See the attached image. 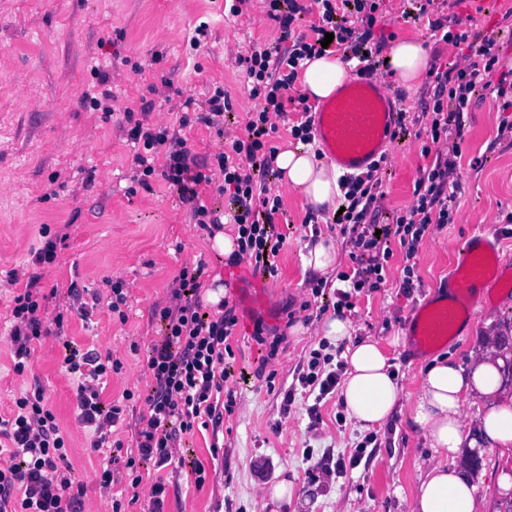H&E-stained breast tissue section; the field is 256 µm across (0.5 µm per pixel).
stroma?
<instances>
[{"label":"stroma","instance_id":"1","mask_svg":"<svg viewBox=\"0 0 512 512\" xmlns=\"http://www.w3.org/2000/svg\"><path fill=\"white\" fill-rule=\"evenodd\" d=\"M409 0H384L374 31L385 45L403 38L438 50L441 63L462 61L461 49L435 47L425 20L409 17ZM434 17L460 21L463 28L494 38L500 56H512V0H440ZM208 34L198 49L189 41L196 26ZM281 31L252 0L247 12L225 13L224 0H0V414L9 413L19 393L42 388L68 441L75 476L85 489L84 512L110 507L96 475L111 466L113 477L127 483L123 461L88 455V429L74 409L76 377L63 363L57 340L34 342L24 375L11 369L12 297L23 284L8 282L11 270L30 267L29 249L39 240L41 225L69 227L66 245L53 264L42 269L44 327L63 314V334L79 345L112 353L124 364L109 379L102 399L125 401V421L117 432L125 448L135 449L132 430L145 414L146 362L160 341L155 309L168 305L180 271L202 264L207 276L223 275L224 297L238 319L231 340L235 411L218 430L184 436L180 448L186 464L178 472L162 469L166 494L161 512H410L419 486V469L434 451L406 417L396 415L385 428L366 429L350 418L339 395L324 399L317 416L300 395L298 377L307 370L310 353L324 341V324L335 317V288L312 296L304 253L309 225L337 237L338 270L352 271L351 248L339 239L332 215L304 204L278 179L271 194L281 199L278 224L287 228L279 256V277L266 283L258 297L247 288L252 268L227 267L209 248L208 231L193 223L187 207L161 179L150 188L133 181L132 151L122 132L126 108L153 104L149 122L168 123L183 111L186 99L202 102L214 86L228 91L232 109L224 115V133L190 122L181 135L198 160L217 152L223 138L242 135L247 112L255 106L240 57L256 48H274ZM99 65L112 74L111 119L89 111L82 99ZM454 176L461 184L453 224L432 230L419 245L416 288L404 292L397 280L402 254L390 261L387 283L354 299L349 316L356 339L384 346L405 391L413 393L421 369L433 354L451 353L467 362L478 336L490 329H512V287L497 290L479 308L462 338L439 343L434 351L400 343L420 303L448 285V271L460 242L474 232L496 237L502 256L512 257V112L500 111L491 95L476 98L465 115ZM415 136L393 142L383 176L382 196L374 221L391 223L414 201V185L428 158ZM122 280L127 293V322L106 305L87 316L66 312L68 290L107 293L108 279ZM282 336L276 356L252 338L255 323ZM303 332H295V325ZM296 389L292 404L284 394ZM361 454L358 467L339 471L337 460ZM208 473L196 486L190 461ZM485 512H507L512 501L496 499L491 488L501 468L498 458L481 455L479 466L462 457Z\"/></svg>","mask_w":512,"mask_h":512}]
</instances>
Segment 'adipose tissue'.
<instances>
[{
    "label": "adipose tissue",
    "instance_id": "adipose-tissue-1",
    "mask_svg": "<svg viewBox=\"0 0 512 512\" xmlns=\"http://www.w3.org/2000/svg\"><path fill=\"white\" fill-rule=\"evenodd\" d=\"M384 67L400 84L414 86L424 75L427 53L416 40L394 43ZM348 76L345 66L333 56L308 61L298 90L318 100L331 97ZM276 164L289 188L312 207L329 212L338 205L339 171L335 164L317 159L303 146L280 152ZM349 317H334L325 323L324 334L346 343L348 363L341 396L350 416L363 427H386L395 413L407 411L437 459L428 463L414 499L412 512H481L474 484L462 474L458 459L464 448L486 443L501 461L512 460V389L502 374L500 338L483 336L469 365L451 357H433L420 372L415 395L405 394L385 351L375 341H353ZM477 414H469L474 404Z\"/></svg>",
    "mask_w": 512,
    "mask_h": 512
}]
</instances>
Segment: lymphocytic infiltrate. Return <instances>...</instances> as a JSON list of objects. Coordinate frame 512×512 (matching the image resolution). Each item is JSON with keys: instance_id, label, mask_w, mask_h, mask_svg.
Masks as SVG:
<instances>
[{"instance_id": "obj_1", "label": "lymphocytic infiltrate", "mask_w": 512, "mask_h": 512, "mask_svg": "<svg viewBox=\"0 0 512 512\" xmlns=\"http://www.w3.org/2000/svg\"><path fill=\"white\" fill-rule=\"evenodd\" d=\"M267 17L278 23L289 45L283 51L255 50L240 58L251 85L255 108L247 115L243 136L225 144L210 164H199L186 139L171 134L168 128L151 127L127 119L122 132L135 152L132 163L136 180L149 187L153 177H161L187 205L192 219L200 226L233 224L237 248L226 260L236 266L249 262L262 276L279 275V255L287 235L275 222L281 210L279 198L269 196L266 182L274 175L278 149L272 140L278 119L288 111L300 117L290 128L291 137L304 145L315 141L312 107L306 98L290 100L288 91L308 60L324 53H339L342 62L352 64L358 75L374 74L381 66L372 49L374 26L381 0H263ZM317 13L310 33L294 29L302 16ZM493 39H482L465 64L435 69V87L424 108L428 117L423 130V155L433 161L422 169L415 182L416 200L410 209L396 216L393 224L375 228L368 216L382 186V160L372 162L366 172L342 176L338 181L344 211L336 216L340 232L353 246L358 265L354 273L339 272L344 287L338 292V306L350 305L352 298L376 291L386 282L388 262L394 249L405 258L401 288L412 289L419 243L433 227L454 221L460 185L452 179L454 160L432 155L439 144L462 140L463 117L470 111L477 92L492 88L503 109L512 110V80L500 77L489 84L500 58ZM216 184L228 204L224 212L209 208L201 200L202 186ZM40 242L31 249L33 273L23 292L14 298L9 337L14 345L12 371L23 375L29 367L32 341L42 337L40 303L34 291L39 270L54 262L57 247L69 234L66 229L51 230L42 225ZM203 266L182 269L171 290L168 306L156 311L162 339L151 349L147 360L150 378L145 398L147 414L135 425L136 454L127 456L129 482L125 488L132 500H139L143 476L140 465L153 462L163 468L177 455L181 438L195 428H219L235 408L233 392L224 384L230 371L224 365L232 355L231 336L238 320L232 309L218 316L203 312L200 302ZM64 363L77 374L75 413L83 427L92 433L90 452L111 449L121 453L122 440L114 438L123 409L104 404L102 385L123 363L112 355L84 349L66 337H59ZM312 372L301 377L306 394L326 397L333 393L344 369L334 354L314 353ZM73 466L66 439L49 407L42 389L19 394L9 417H0V512H82V495L74 490Z\"/></svg>"}]
</instances>
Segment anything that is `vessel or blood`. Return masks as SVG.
I'll return each instance as SVG.
<instances>
[{
    "label": "vessel or blood",
    "mask_w": 512,
    "mask_h": 512,
    "mask_svg": "<svg viewBox=\"0 0 512 512\" xmlns=\"http://www.w3.org/2000/svg\"><path fill=\"white\" fill-rule=\"evenodd\" d=\"M396 109L392 94L373 76L351 75L330 98L321 102L313 117L317 141L343 171H357L384 152L394 128ZM512 277L495 244L482 233L468 237L450 266L451 300L429 299L415 311L409 324L420 349L427 350L471 319L487 289Z\"/></svg>",
    "instance_id": "1"
}]
</instances>
